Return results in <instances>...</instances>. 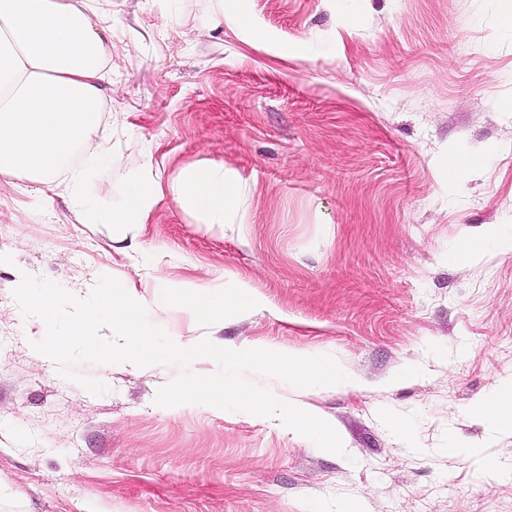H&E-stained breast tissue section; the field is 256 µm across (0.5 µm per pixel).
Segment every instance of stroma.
<instances>
[{
    "label": "stroma",
    "mask_w": 512,
    "mask_h": 512,
    "mask_svg": "<svg viewBox=\"0 0 512 512\" xmlns=\"http://www.w3.org/2000/svg\"><path fill=\"white\" fill-rule=\"evenodd\" d=\"M239 7L247 25L211 0H112V163L80 160L100 208L147 157L223 162L224 225L168 199L127 232L83 222L64 185L31 211L0 179L20 218L0 216V512H512V433L472 413L512 382V0ZM20 271L80 297L132 283L183 342L334 356L350 384L252 380L345 455L274 418L156 405L178 363L79 365L97 396L61 378L13 300ZM198 288L245 300L194 316Z\"/></svg>",
    "instance_id": "35a3bbf8"
}]
</instances>
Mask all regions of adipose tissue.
Segmentation results:
<instances>
[{
	"label": "adipose tissue",
	"mask_w": 512,
	"mask_h": 512,
	"mask_svg": "<svg viewBox=\"0 0 512 512\" xmlns=\"http://www.w3.org/2000/svg\"><path fill=\"white\" fill-rule=\"evenodd\" d=\"M111 3L0 0V178L37 184L31 207L45 204V188L64 172L75 209L89 211L85 170L70 160L98 135L107 109ZM167 197L200 224L223 223L238 205L223 166L187 163L169 174L150 161L118 207L93 214L96 222L130 229Z\"/></svg>",
	"instance_id": "ef3b65f1"
}]
</instances>
